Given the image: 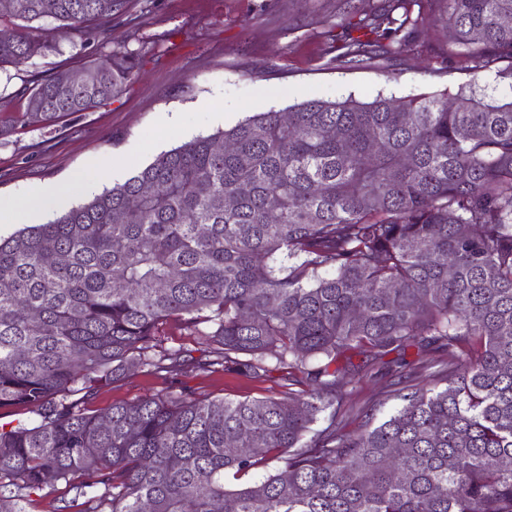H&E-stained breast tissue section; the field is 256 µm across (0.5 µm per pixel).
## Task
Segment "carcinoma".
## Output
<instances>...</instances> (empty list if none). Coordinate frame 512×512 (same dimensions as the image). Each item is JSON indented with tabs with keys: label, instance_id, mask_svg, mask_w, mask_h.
<instances>
[{
	"label": "carcinoma",
	"instance_id": "carcinoma-1",
	"mask_svg": "<svg viewBox=\"0 0 512 512\" xmlns=\"http://www.w3.org/2000/svg\"><path fill=\"white\" fill-rule=\"evenodd\" d=\"M14 2L0 69L59 51L34 24L106 35L127 0ZM416 7L472 62L457 92L256 113L0 238V408L37 416L0 424V512H32L60 484L82 512H512V82L498 96L479 84L512 79V0H392L336 61L402 53ZM137 64L102 51L81 84L66 70L36 78L17 122L104 105ZM171 319L217 346L197 368L260 379L273 367L286 391L90 409L132 368L185 365L159 349ZM410 347L439 357L400 359V407L346 430L341 379ZM273 461L258 482L224 484Z\"/></svg>",
	"mask_w": 512,
	"mask_h": 512
}]
</instances>
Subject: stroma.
<instances>
[{
  "mask_svg": "<svg viewBox=\"0 0 512 512\" xmlns=\"http://www.w3.org/2000/svg\"><path fill=\"white\" fill-rule=\"evenodd\" d=\"M374 0H128L112 18V37H64L47 20L36 37L60 43L61 51L0 71V124L11 132L0 140V198L27 200L38 186L66 183L70 202L89 201L98 187L81 172L106 164L105 187L125 182L161 152L201 134L235 125L245 116L308 99L348 94L362 101L377 95L439 91L469 82V60L448 49L447 31L428 26L418 41L390 61L347 67L335 60L336 37L352 15ZM127 49L139 58L126 92L89 112L57 123L21 125L32 75L77 70L100 49ZM280 372L263 379L186 368L170 374L143 369L99 387L91 409L153 394L189 391L197 398L245 399L279 394ZM397 379L382 370L358 384L354 407L378 404L386 417L400 401Z\"/></svg>",
  "mask_w": 512,
  "mask_h": 512,
  "instance_id": "stroma-1",
  "label": "stroma"
}]
</instances>
